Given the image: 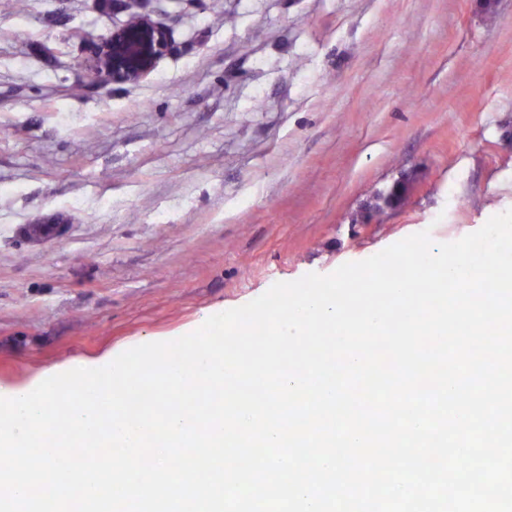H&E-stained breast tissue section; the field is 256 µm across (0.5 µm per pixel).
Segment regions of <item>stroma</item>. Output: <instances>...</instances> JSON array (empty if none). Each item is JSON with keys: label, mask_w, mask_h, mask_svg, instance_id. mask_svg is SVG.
I'll return each instance as SVG.
<instances>
[{"label": "stroma", "mask_w": 512, "mask_h": 512, "mask_svg": "<svg viewBox=\"0 0 512 512\" xmlns=\"http://www.w3.org/2000/svg\"><path fill=\"white\" fill-rule=\"evenodd\" d=\"M134 12L175 51L115 84L85 61ZM1 28L0 384L512 209V0H0Z\"/></svg>", "instance_id": "1"}]
</instances>
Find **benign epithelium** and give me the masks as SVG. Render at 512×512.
<instances>
[{
  "label": "benign epithelium",
  "instance_id": "obj_1",
  "mask_svg": "<svg viewBox=\"0 0 512 512\" xmlns=\"http://www.w3.org/2000/svg\"><path fill=\"white\" fill-rule=\"evenodd\" d=\"M173 51L162 23L146 15H134L93 46L87 65L96 75L114 83L136 84Z\"/></svg>",
  "mask_w": 512,
  "mask_h": 512
}]
</instances>
